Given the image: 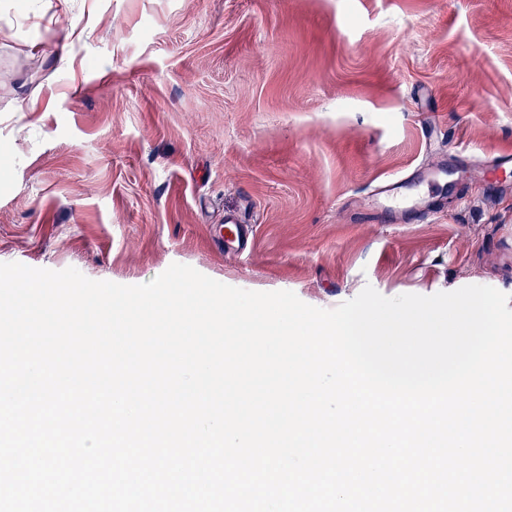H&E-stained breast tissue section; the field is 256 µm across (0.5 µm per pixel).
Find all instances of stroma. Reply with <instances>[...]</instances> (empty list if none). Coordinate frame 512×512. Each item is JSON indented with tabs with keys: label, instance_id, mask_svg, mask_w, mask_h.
Instances as JSON below:
<instances>
[{
	"label": "stroma",
	"instance_id": "obj_1",
	"mask_svg": "<svg viewBox=\"0 0 512 512\" xmlns=\"http://www.w3.org/2000/svg\"><path fill=\"white\" fill-rule=\"evenodd\" d=\"M503 154L512 0H0V263L512 296Z\"/></svg>",
	"mask_w": 512,
	"mask_h": 512
}]
</instances>
